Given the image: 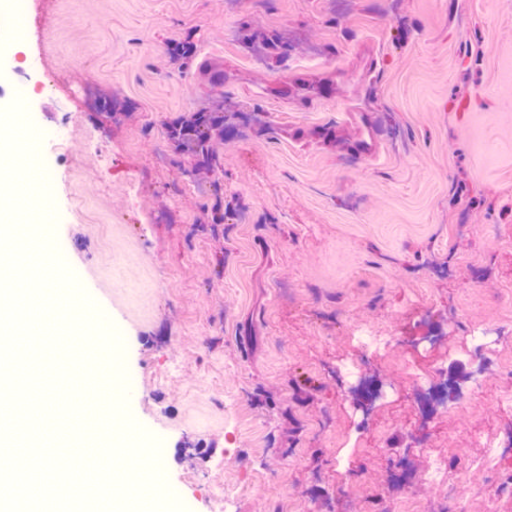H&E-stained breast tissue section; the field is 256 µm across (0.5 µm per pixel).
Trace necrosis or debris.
Segmentation results:
<instances>
[{
	"label": "necrosis or debris",
	"mask_w": 512,
	"mask_h": 512,
	"mask_svg": "<svg viewBox=\"0 0 512 512\" xmlns=\"http://www.w3.org/2000/svg\"><path fill=\"white\" fill-rule=\"evenodd\" d=\"M464 352L479 361L469 380L467 391L478 396L488 386V369L497 367L504 378H512V316L478 323L467 324ZM351 339L359 352L358 358L343 359L337 362L333 377L338 387L348 388L360 395L352 413L359 428L373 427L379 408L399 399L402 393L389 385L377 383L369 378L367 367L379 356L394 352L406 354L404 368L408 377V390L405 394L416 404L414 423L420 435L418 447L432 444L435 433L432 425L434 404H447L457 398L458 390L452 380L443 378L441 366L423 367L419 354L428 352L434 346L429 336H401L393 330L382 327H357L352 331ZM482 453L470 459L475 468H497L494 492L498 495H512V471L502 470L501 465L512 459V434L481 438Z\"/></svg>",
	"instance_id": "1"
}]
</instances>
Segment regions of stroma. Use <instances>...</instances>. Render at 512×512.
Instances as JSON below:
<instances>
[{
	"instance_id": "stroma-1",
	"label": "stroma",
	"mask_w": 512,
	"mask_h": 512,
	"mask_svg": "<svg viewBox=\"0 0 512 512\" xmlns=\"http://www.w3.org/2000/svg\"><path fill=\"white\" fill-rule=\"evenodd\" d=\"M23 27L0 109L72 107L34 156L39 218L114 339L101 409L161 448L164 493L190 512H352L378 491L441 512L422 475L450 451L485 512L494 473L465 461L476 434L512 432L497 372L417 448L411 400L357 431L331 371L353 327L386 326L437 335L427 362L469 381L464 327L512 288V0H28ZM200 112L224 120L205 157L172 136Z\"/></svg>"
}]
</instances>
